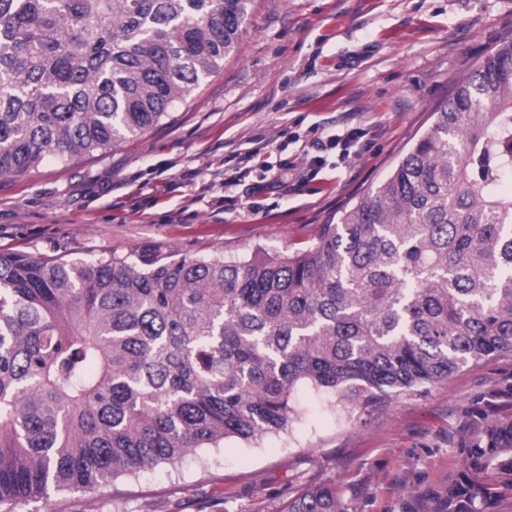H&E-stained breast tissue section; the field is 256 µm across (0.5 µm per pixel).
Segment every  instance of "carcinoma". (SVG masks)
<instances>
[{"label":"carcinoma","mask_w":512,"mask_h":512,"mask_svg":"<svg viewBox=\"0 0 512 512\" xmlns=\"http://www.w3.org/2000/svg\"><path fill=\"white\" fill-rule=\"evenodd\" d=\"M251 0H0V176L104 153L224 65ZM374 189L288 253L0 252V505L284 432L298 384L351 406L512 355V38ZM448 503L512 473V417ZM280 512H349L330 484Z\"/></svg>","instance_id":"obj_1"}]
</instances>
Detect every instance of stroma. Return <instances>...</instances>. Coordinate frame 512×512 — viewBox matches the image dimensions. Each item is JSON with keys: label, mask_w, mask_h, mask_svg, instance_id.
Segmentation results:
<instances>
[{"label": "stroma", "mask_w": 512, "mask_h": 512, "mask_svg": "<svg viewBox=\"0 0 512 512\" xmlns=\"http://www.w3.org/2000/svg\"><path fill=\"white\" fill-rule=\"evenodd\" d=\"M512 36V0H253L223 68L162 125L105 154L0 177V252L242 256L307 246L374 188L461 77ZM351 121L358 154L305 179L303 146ZM238 155L248 172L236 180ZM336 392L299 386L287 431L228 438L115 487L53 492L14 512H278L334 485L351 512H449L462 439L512 416V356L337 415Z\"/></svg>", "instance_id": "obj_1"}]
</instances>
